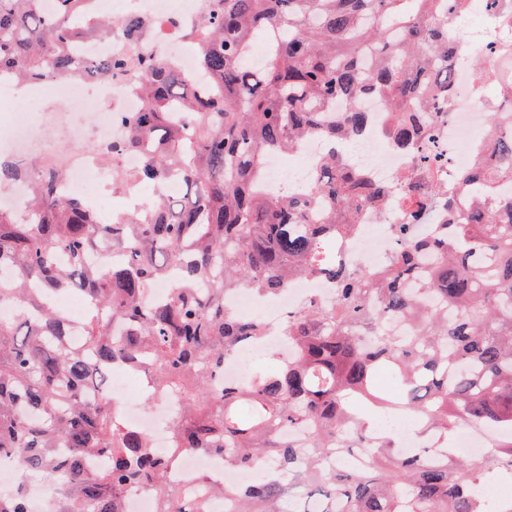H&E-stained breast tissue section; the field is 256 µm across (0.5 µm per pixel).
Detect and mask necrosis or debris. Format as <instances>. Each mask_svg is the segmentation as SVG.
I'll return each instance as SVG.
<instances>
[{"label":"necrosis or debris","instance_id":"necrosis-or-debris-1","mask_svg":"<svg viewBox=\"0 0 512 512\" xmlns=\"http://www.w3.org/2000/svg\"><path fill=\"white\" fill-rule=\"evenodd\" d=\"M210 6L209 0H120L124 14L137 15L149 26L137 37H128L121 29L94 41L75 42L72 53L81 60L111 56L115 50L126 54L150 56L152 59L175 65L185 75H193L198 57L183 52L190 37L187 29ZM449 38L455 49L457 62L453 65L454 80L449 93L439 97L428 95L425 100L430 136L418 148L397 150L385 135L393 114L387 100L375 94L358 98L360 108L370 113L372 121L362 132L352 134L351 156L356 165L366 172L373 184L385 189L388 206L363 210L356 236L342 239L336 249L337 262L360 272L380 268L391 254L395 239L393 227L401 223L406 212V189L400 177L417 167L422 155L439 153L440 160L434 174L440 182H453V204L448 210H432L419 234H427L436 224H457L470 206L476 192L472 186L459 183V176L474 168L487 155L490 138L486 133L484 115L497 109L499 103H511L512 93H504L492 84L483 83L470 65V60H491L497 47L512 41V24L505 23L493 6V0H468L464 13L454 14ZM86 78L76 71L51 83L35 82L28 89L34 97H43L45 90H53L63 100V106L53 112L23 110L16 112L7 137L0 139V156L14 158L30 153L32 144L45 129L64 126L69 131L68 151L71 164L62 183L64 194L84 195L93 189L111 193L113 198L136 201L137 196L112 179L113 168L134 173L141 165L140 155L123 153L108 156L107 148L121 143L128 127L125 114L140 111L143 99L136 94L129 79H106L100 84L97 96L85 95ZM324 145L316 137L305 139L296 148L297 161L286 166L280 155H271L267 161L269 187L298 191L306 184ZM315 302L332 306L336 301L333 286L323 280L297 278L280 295L257 298L246 289H238L224 296L226 309L239 314H254L268 328L267 336L253 342L257 351H272L281 358L293 356L294 348L279 336L284 318L301 305ZM102 398L115 400L122 417L143 430L155 452L170 453L169 482L180 489H204L211 512H224L223 497L216 489L224 484H260L271 476L270 467L251 469L225 466L223 456L211 453L186 452L171 454L173 433L171 426L179 415L180 402L169 399L153 406H144L130 391L128 379L114 375Z\"/></svg>","mask_w":512,"mask_h":512}]
</instances>
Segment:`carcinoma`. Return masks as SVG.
Listing matches in <instances>:
<instances>
[{
	"mask_svg": "<svg viewBox=\"0 0 512 512\" xmlns=\"http://www.w3.org/2000/svg\"><path fill=\"white\" fill-rule=\"evenodd\" d=\"M0 0V72L19 81L69 74L70 46L108 33L94 0ZM441 0H214L193 31L194 79L172 66L116 53L85 72L134 79L146 99L126 116L128 136L109 153L138 152L137 185L154 188L148 208L103 224L77 196L57 192L65 161L44 167L0 159V183L29 185L26 219L0 211V455L17 457L0 512H28L29 483L46 485L53 512H124L123 489L143 485L160 512H208L168 482L165 460L115 408L88 391L120 366L147 376L146 397L178 398L174 450L224 456L237 468L273 466L270 481L218 493L235 512H488L482 481L512 483V197L480 200L468 221L421 236L394 225L396 247L374 273L336 263V241L355 232L362 210L385 200L363 187L350 157L336 151L362 131L357 96L386 97L396 114L388 136L401 150L429 137L421 100L449 86L453 48ZM266 64L244 63L256 40ZM496 83H512L504 46ZM350 101L337 121L324 111ZM512 109L488 112L499 128L491 159L460 182L495 183L512 173ZM309 136L327 149L306 195L268 191V155ZM410 218L442 205L452 189L402 175ZM174 280L158 304L156 281ZM298 277L327 280L329 308L291 313L280 336L293 358L272 355L249 384H224V356L268 334L263 322L224 307V292L247 287L274 296ZM49 295L82 296L85 342L68 341L72 317ZM407 322L409 335L389 320ZM390 372L400 395L386 396L376 375ZM405 413L440 446L412 455L394 433L375 444L376 418ZM471 425L492 439L487 460L460 455L456 433ZM304 431V441L292 433ZM367 452L363 469L341 456ZM103 456L91 476L83 463ZM72 474L60 484L56 475Z\"/></svg>",
	"mask_w": 512,
	"mask_h": 512,
	"instance_id": "carcinoma-1",
	"label": "carcinoma"
}]
</instances>
